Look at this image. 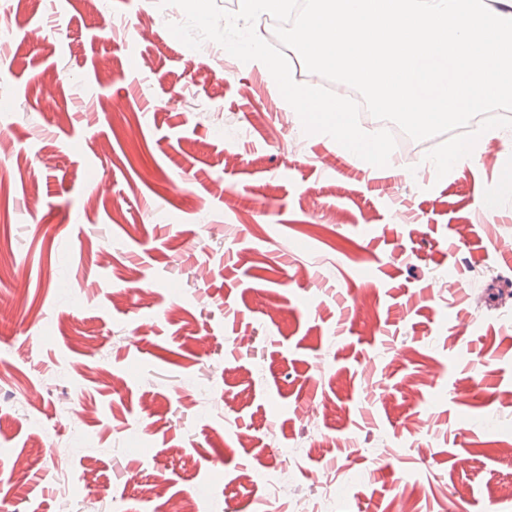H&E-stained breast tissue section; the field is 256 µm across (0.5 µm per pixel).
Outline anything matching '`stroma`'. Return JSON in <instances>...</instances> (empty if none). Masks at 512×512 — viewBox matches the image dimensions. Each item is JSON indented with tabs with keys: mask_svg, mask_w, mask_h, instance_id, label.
Instances as JSON below:
<instances>
[{
	"mask_svg": "<svg viewBox=\"0 0 512 512\" xmlns=\"http://www.w3.org/2000/svg\"><path fill=\"white\" fill-rule=\"evenodd\" d=\"M166 13L0 0V512H512V152L377 176Z\"/></svg>",
	"mask_w": 512,
	"mask_h": 512,
	"instance_id": "obj_1",
	"label": "stroma"
}]
</instances>
